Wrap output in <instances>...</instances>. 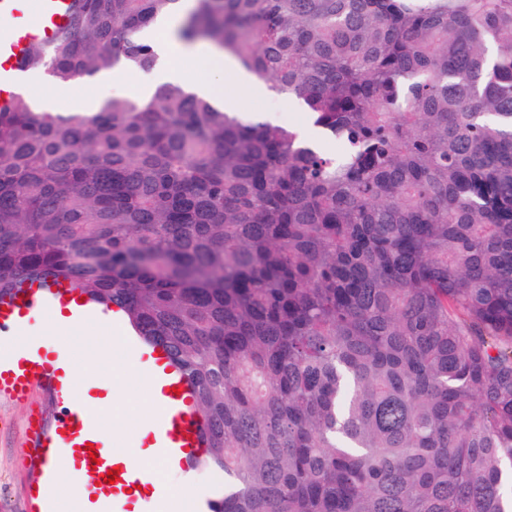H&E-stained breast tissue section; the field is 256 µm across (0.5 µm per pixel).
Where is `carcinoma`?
I'll use <instances>...</instances> for the list:
<instances>
[{"label": "carcinoma", "mask_w": 512, "mask_h": 512, "mask_svg": "<svg viewBox=\"0 0 512 512\" xmlns=\"http://www.w3.org/2000/svg\"><path fill=\"white\" fill-rule=\"evenodd\" d=\"M180 2L78 0L26 68L148 73ZM175 36L313 132L13 93L0 299L71 280L184 368L210 512H512V0H192Z\"/></svg>", "instance_id": "carcinoma-1"}]
</instances>
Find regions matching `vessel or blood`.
Listing matches in <instances>:
<instances>
[{"mask_svg":"<svg viewBox=\"0 0 512 512\" xmlns=\"http://www.w3.org/2000/svg\"><path fill=\"white\" fill-rule=\"evenodd\" d=\"M38 25L31 28L18 24L15 0H0V27L7 29L8 37H0V66L19 69L30 43L50 38L54 31L64 26L75 7L76 0H36ZM78 287L58 281L48 284L33 283L22 293L0 301V343H7L9 350L18 351L27 346L20 320L37 315L49 308L52 301L67 303L80 300ZM149 377L155 378L163 395L162 414L159 421V454L165 471L183 470L189 466L190 449L199 447V435L203 420L192 408L191 388L186 376L175 368L149 369ZM47 386H55L56 369L49 358L33 362L30 369H8L0 364V395L21 398L27 395L36 380ZM102 425L97 415L79 408L73 395H66L58 412L53 434H46L43 424H36L29 431L30 441L41 448L42 459H49L51 452L64 450L76 472L93 473L100 478L108 470L118 469L116 483L102 482L99 498L103 512H117L120 494L135 487L138 482L132 465L120 463L116 455L108 453L98 444L97 432Z\"/></svg>","mask_w":512,"mask_h":512,"instance_id":"b4317fda","label":"vessel or blood"}]
</instances>
